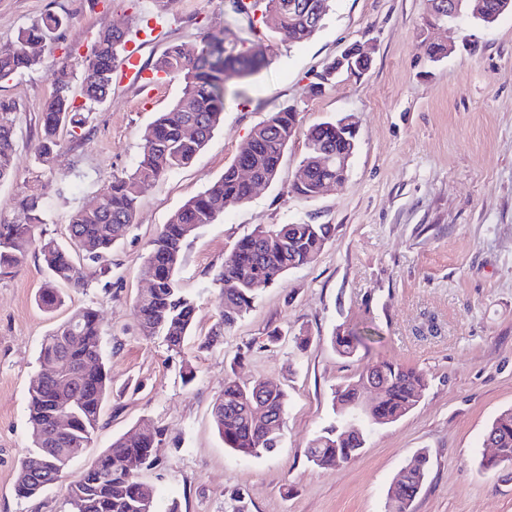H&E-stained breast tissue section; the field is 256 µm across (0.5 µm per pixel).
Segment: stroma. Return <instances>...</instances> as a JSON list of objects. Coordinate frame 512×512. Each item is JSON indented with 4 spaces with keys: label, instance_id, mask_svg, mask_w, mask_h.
Returning a JSON list of instances; mask_svg holds the SVG:
<instances>
[{
    "label": "stroma",
    "instance_id": "obj_1",
    "mask_svg": "<svg viewBox=\"0 0 512 512\" xmlns=\"http://www.w3.org/2000/svg\"><path fill=\"white\" fill-rule=\"evenodd\" d=\"M429 0H328L321 28L296 45L268 34L269 63L246 98L227 99L224 125L188 166L145 186L135 222L112 249V273L89 276L67 305L47 313L36 303L42 260L28 252L0 274V512H73L66 481L37 497L17 495L20 459L31 448L27 389L38 374L41 342L72 309L100 315L112 392L84 459L134 432L142 420L163 428L156 462L141 478L159 491L157 512H386L387 492L406 461L427 451L430 465L412 512H512V463L483 469L492 455L488 425L512 409V13L484 25L463 18L441 29L423 19ZM67 15L46 64L0 81L19 122L13 177L0 184V219L21 222L29 189L47 207L40 231L63 238L75 209L129 169L141 132L181 92L166 78L148 85L117 79L95 107L80 140L61 137L52 166L34 157L44 103L55 88V63L68 65L81 90L85 57L99 33L140 28L163 14L158 34L140 47L153 63L172 42H194L205 30L243 36L247 24L224 0H0V47L47 13ZM449 52L430 62L429 42ZM373 47L365 75L340 76L316 95L308 86L354 43ZM297 107L300 132L289 142L277 181L243 204L227 207L185 251L179 285L197 303L183 354L162 338L141 335L135 308L146 284L148 245L187 199L224 172L268 113ZM336 115L354 116L357 148L346 180L312 201L288 193L305 156L304 129ZM328 224L323 251L311 263L260 289L255 303L212 349H197L223 306L212 278L233 245L255 225ZM366 333L355 355L332 347L335 328ZM284 336L274 345L268 332ZM308 336L297 348L295 334ZM392 360L422 370L419 404L370 432L348 465L324 469L308 459L315 435L335 423L331 391L368 367ZM196 377L182 379L185 364ZM281 388L288 408L279 448L244 457L225 448L212 407L226 378Z\"/></svg>",
    "mask_w": 512,
    "mask_h": 512
}]
</instances>
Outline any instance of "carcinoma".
<instances>
[{
    "label": "carcinoma",
    "instance_id": "obj_1",
    "mask_svg": "<svg viewBox=\"0 0 512 512\" xmlns=\"http://www.w3.org/2000/svg\"><path fill=\"white\" fill-rule=\"evenodd\" d=\"M326 0H240L234 14L247 19L250 34L261 24L284 41L302 44L321 27ZM68 20L47 13L22 28L16 44L0 47V80L45 63L42 50L57 43ZM127 31L111 30L98 36L83 66L85 103L75 104L70 94L72 73L58 69L55 91L44 104L35 159L48 166L60 147L61 128L84 129L92 109L106 101L116 80L120 62L132 41ZM247 39L229 40L225 32L212 33L199 43H171L149 65L152 74H164L182 82L173 105L160 113L141 135V150L128 170L112 178L98 197L76 210L68 224L69 242L36 235L45 223V203L33 191L21 199L26 220L20 224L0 221V271L18 267L34 248L41 256L46 278L39 295L40 305L53 311L64 303L61 288L87 287L85 264L96 266L98 275L111 273L112 247L123 239L134 223L140 194L145 184L183 168L197 157L224 122L226 82L232 77L247 80L267 65L258 46H245ZM18 112L15 102L0 98V182L12 176ZM298 113L285 106L255 126L224 173L204 191L186 200L151 240L141 273L155 277L149 295L136 302L141 332L161 336L170 351L182 352L190 335L196 305L179 287L177 272L185 250L199 230L213 223L233 204L251 199L253 183H274L289 141L298 131ZM303 174L294 179L289 194L309 201L319 197L323 181L345 180L336 168V156L351 153L352 144L322 124L308 128ZM252 170L253 181L238 175L241 166ZM329 224H257L234 245L213 282L221 287L224 309L198 349H209L224 331L254 303L261 288L276 284L290 270L316 259L330 238ZM364 336L335 332L336 351L355 353ZM41 364L49 370L34 377L27 391V413L32 449L21 459L16 492L30 498L44 484H55L63 468H43L34 459L54 451V456L72 462L82 456L98 428L102 406L110 391L105 370L102 330L97 310L74 309L43 339ZM379 379L377 402L365 417L352 421L361 409L362 388L370 377ZM426 385L425 374L398 362L382 361L369 367L355 382L333 392L336 425L315 436L309 459L322 468L353 461L365 447L368 428L392 423L418 403ZM287 412V397L279 389L256 380L242 385L230 378L213 407V420L224 447L240 456H256L278 447ZM68 425L60 426V419ZM163 429L147 426L134 437L123 435L86 463L69 485L74 512H155L156 492L138 479L136 467L154 464L151 449L161 441ZM486 437L493 440L496 454L482 467L490 470L512 462V409L502 412L489 425ZM429 458L415 454L403 467L400 479L390 487V512H402L398 503L423 486Z\"/></svg>",
    "mask_w": 512,
    "mask_h": 512
}]
</instances>
